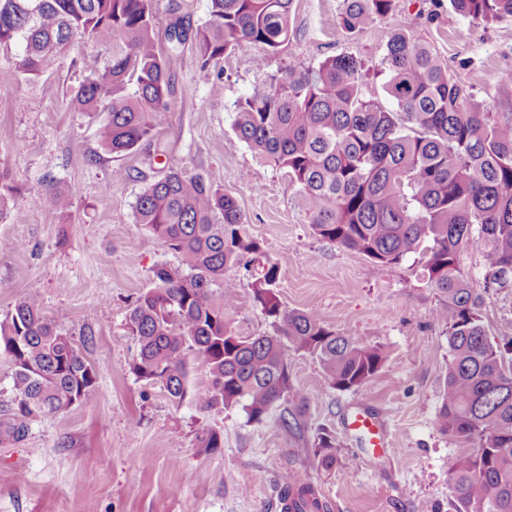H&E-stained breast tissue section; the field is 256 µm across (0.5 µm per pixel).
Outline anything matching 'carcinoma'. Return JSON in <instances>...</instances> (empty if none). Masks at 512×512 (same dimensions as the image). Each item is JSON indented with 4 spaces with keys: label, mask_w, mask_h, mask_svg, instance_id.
<instances>
[{
    "label": "carcinoma",
    "mask_w": 512,
    "mask_h": 512,
    "mask_svg": "<svg viewBox=\"0 0 512 512\" xmlns=\"http://www.w3.org/2000/svg\"><path fill=\"white\" fill-rule=\"evenodd\" d=\"M295 0H209L208 19L179 18L168 29L169 48L154 38V0H0V47L24 45L18 70L29 80L80 37L101 49L102 64L80 87L74 103L97 112L112 96L100 126L109 154L150 145L169 110L171 72L195 49L200 67L254 45L262 73L268 56L293 35ZM394 0H341L339 24L359 33L387 14ZM455 13L484 21L512 17V0H449ZM389 110L369 87L364 63L329 57L312 68L290 69L262 80L239 100L233 130L253 151L288 172L314 233L338 248L362 254L379 268L425 251V276L436 292L437 320L448 334V368L437 427L456 444L450 478L454 512H512V358L488 339L481 295L463 265L470 245L481 250L483 288L512 289V113L489 112L448 69L432 47L405 30L393 32L380 62ZM19 188L0 175V219ZM140 224L178 255L157 265L152 287L126 316L139 350L136 376L179 406L189 399L202 413L242 406L262 421L288 402V351L320 361L328 385L367 388L385 356L336 334L314 313L282 307L281 278L267 262L253 284L254 299L272 319V335L242 336L227 312L236 283L224 271L257 254L260 246L224 189L172 167L151 182L134 205ZM206 381L190 379L189 358ZM10 365L12 406L0 435L15 441L32 421L65 413L95 391L96 371L48 321L39 294L21 296L0 317V359ZM287 432L305 430L302 410L283 407ZM199 447H224L214 428L197 435ZM315 447L321 465L336 464V439L322 432ZM294 512H320L306 473L288 470L277 484Z\"/></svg>",
    "instance_id": "carcinoma-1"
}]
</instances>
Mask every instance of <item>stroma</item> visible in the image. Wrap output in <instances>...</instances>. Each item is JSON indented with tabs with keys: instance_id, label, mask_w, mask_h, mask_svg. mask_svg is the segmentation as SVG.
<instances>
[{
	"instance_id": "1",
	"label": "stroma",
	"mask_w": 512,
	"mask_h": 512,
	"mask_svg": "<svg viewBox=\"0 0 512 512\" xmlns=\"http://www.w3.org/2000/svg\"><path fill=\"white\" fill-rule=\"evenodd\" d=\"M339 0H296L294 34L265 72L253 66L262 46L225 56L221 69L201 68L185 51L172 71L167 118L152 145L105 154L98 129L106 111H77L73 98L98 68L96 48L74 40L37 80L17 69L20 48H0V173L20 193L14 216L0 221V316L29 289L44 315L74 339L96 371L88 403L32 422L24 440L0 436V512H277L276 484L291 468L306 472L329 502L328 512H453L454 441L439 433V394L448 367L446 328L438 298L412 253L375 268L366 256L316 236L285 170L271 165L234 133L236 103L263 74L317 66L325 58L364 60L366 77L381 88L380 61L396 30L431 44L490 112L512 113V92L497 76L512 71V18L472 20L449 0H394L392 10L361 33L337 24ZM156 41L166 48L169 23L208 17V0H156ZM202 175L235 198L259 243L258 262L281 268L276 289L284 308L318 314L336 333L381 348L385 361L363 393L330 388L315 356L289 352V402L304 401L307 429L284 431L278 410L260 422L242 408L204 414L174 406L159 387L131 369L138 343L125 328L138 296L160 264L178 257L134 221L144 188L170 167ZM127 176L112 181L113 169ZM72 199L68 217L47 203ZM225 279L237 285L229 316L244 336L273 334L253 298L254 272L238 266ZM483 323L493 345L512 352V295L483 291ZM383 413L394 463H353L357 451L344 419L358 399ZM212 427L224 446L205 452L196 434ZM336 438L337 461L321 466L317 434Z\"/></svg>"
}]
</instances>
